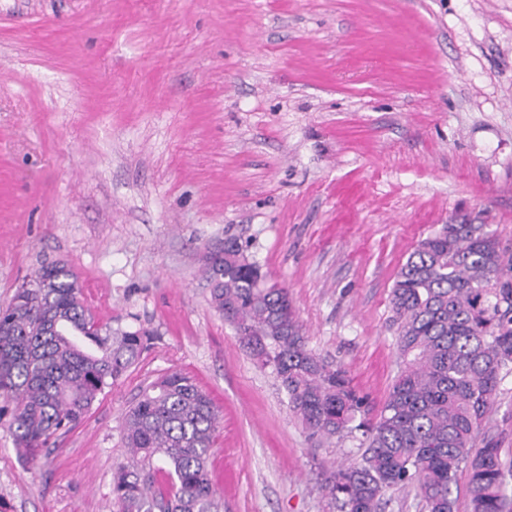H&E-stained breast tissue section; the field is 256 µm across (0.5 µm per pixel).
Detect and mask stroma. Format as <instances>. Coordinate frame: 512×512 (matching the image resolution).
<instances>
[{"instance_id":"1","label":"stroma","mask_w":512,"mask_h":512,"mask_svg":"<svg viewBox=\"0 0 512 512\" xmlns=\"http://www.w3.org/2000/svg\"><path fill=\"white\" fill-rule=\"evenodd\" d=\"M453 217L512 245V0H0V308L60 262L153 335L36 460L0 418V512H112L122 418L170 370L219 410L224 512H336L360 434L309 439L205 257L238 239L376 414L395 275ZM486 424L512 459V374Z\"/></svg>"}]
</instances>
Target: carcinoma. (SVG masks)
Segmentation results:
<instances>
[{
  "mask_svg": "<svg viewBox=\"0 0 512 512\" xmlns=\"http://www.w3.org/2000/svg\"><path fill=\"white\" fill-rule=\"evenodd\" d=\"M205 274L214 309L273 367L309 435L361 432V459L322 486L338 512H383L385 494L406 487L425 512H457L462 473L469 512H512V460L486 429L501 373L512 372V250L486 225L445 224L400 266L390 300L397 372L374 421L346 371L307 349L288 291L257 286L259 267L237 240L209 253ZM150 340L144 329H103L72 270L42 266L0 312V400L12 405L21 455L73 429ZM218 422L212 399L180 371L146 389L123 417L125 444L141 460L113 473L115 512H222L209 470Z\"/></svg>",
  "mask_w": 512,
  "mask_h": 512,
  "instance_id": "1",
  "label": "carcinoma"
}]
</instances>
